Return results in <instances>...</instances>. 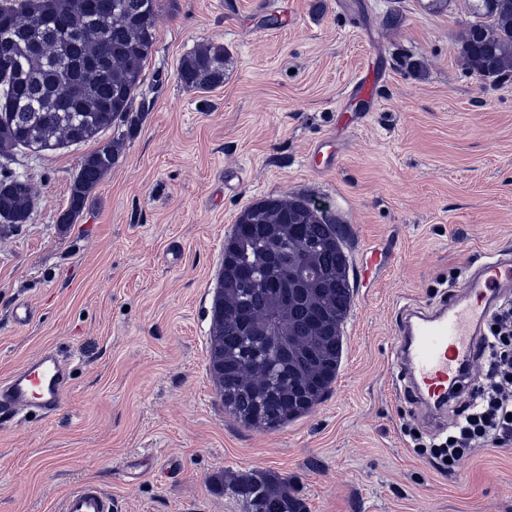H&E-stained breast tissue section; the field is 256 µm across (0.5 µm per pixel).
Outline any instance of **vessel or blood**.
Returning <instances> with one entry per match:
<instances>
[{"label": "vessel or blood", "instance_id": "obj_1", "mask_svg": "<svg viewBox=\"0 0 512 512\" xmlns=\"http://www.w3.org/2000/svg\"><path fill=\"white\" fill-rule=\"evenodd\" d=\"M379 81L374 70H364L350 93L373 101ZM509 291L512 258L497 257L469 270L444 299L405 310L392 346L393 367L423 418H439L457 394L470 389L483 326ZM68 393L67 365L55 351H41L0 381V416L13 419L33 410L53 415ZM62 512H112V497L85 484L64 499Z\"/></svg>", "mask_w": 512, "mask_h": 512}]
</instances>
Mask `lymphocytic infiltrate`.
Segmentation results:
<instances>
[{
  "instance_id": "lymphocytic-infiltrate-1",
  "label": "lymphocytic infiltrate",
  "mask_w": 512,
  "mask_h": 512,
  "mask_svg": "<svg viewBox=\"0 0 512 512\" xmlns=\"http://www.w3.org/2000/svg\"><path fill=\"white\" fill-rule=\"evenodd\" d=\"M482 351L487 370L470 394L468 413L429 455L441 470L455 472L460 461L484 447L512 444V303L497 306L484 326Z\"/></svg>"
}]
</instances>
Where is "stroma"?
Masks as SVG:
<instances>
[{
  "label": "stroma",
  "mask_w": 512,
  "mask_h": 512,
  "mask_svg": "<svg viewBox=\"0 0 512 512\" xmlns=\"http://www.w3.org/2000/svg\"><path fill=\"white\" fill-rule=\"evenodd\" d=\"M278 3L157 0L135 126L9 161L39 201L28 223L0 226V379L52 349L71 390L53 417L0 423V512H60L88 483L114 512H243L214 484L227 471L288 478L308 512H512V450L434 468L406 429L438 430L398 395L391 361L404 305L512 255V78L478 81L460 57L470 0H288L287 22ZM209 43L227 52L223 86L185 87L183 58ZM364 67L381 77L370 107L348 95ZM342 111L365 117L345 128ZM117 136L116 164L60 223L83 156ZM328 137L336 165L313 169L308 150ZM293 194L344 228L353 301L330 392L263 431L224 410L213 302L237 218ZM384 248L392 265L361 279Z\"/></svg>",
  "instance_id": "35a3bbf8"
}]
</instances>
